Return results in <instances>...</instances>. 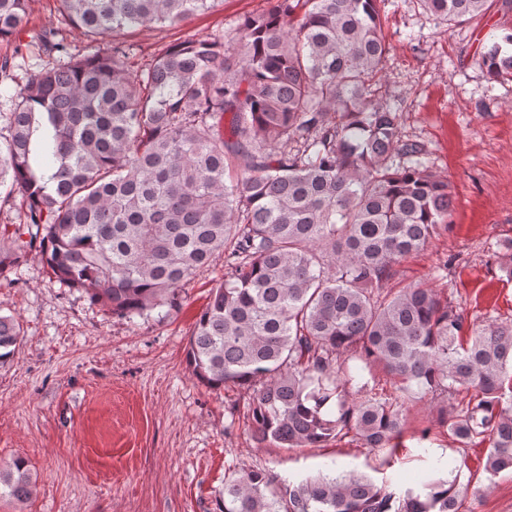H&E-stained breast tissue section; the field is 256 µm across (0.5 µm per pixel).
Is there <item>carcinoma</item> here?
Here are the masks:
<instances>
[{
	"label": "carcinoma",
	"instance_id": "1",
	"mask_svg": "<svg viewBox=\"0 0 512 512\" xmlns=\"http://www.w3.org/2000/svg\"><path fill=\"white\" fill-rule=\"evenodd\" d=\"M228 34L177 42L131 71L129 49L56 63L12 97L0 187L20 191L19 226L59 282L121 317L174 300L224 257V280L189 334L187 361L208 388L249 394L257 444L311 448L352 432L393 456L397 400L344 368L375 365L407 393L462 395L441 433L488 443L485 469L512 473V323L468 330L432 288H391L398 265L452 223L449 181L402 139L376 77L389 46L383 0H270ZM448 29L489 0H419ZM29 0H0V40L21 30ZM219 0H59L64 21L96 41L179 24ZM304 8L288 24L295 5ZM512 32L481 65L512 78ZM0 315V362L19 341ZM33 491L16 459L0 497ZM467 488L430 472L396 490L353 471L279 479L263 468L224 475L218 512H460Z\"/></svg>",
	"mask_w": 512,
	"mask_h": 512
}]
</instances>
